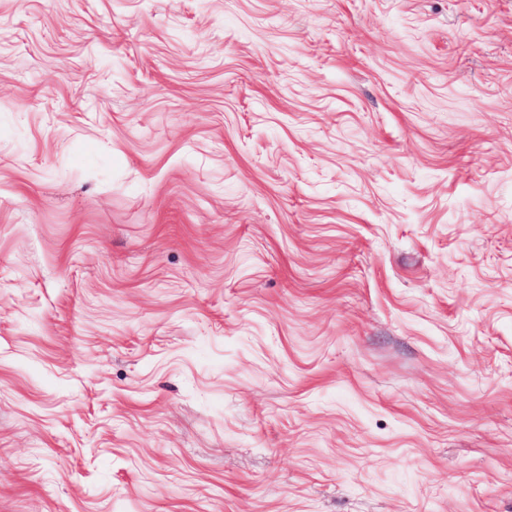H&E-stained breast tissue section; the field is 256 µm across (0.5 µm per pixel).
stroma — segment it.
Wrapping results in <instances>:
<instances>
[{
	"label": "stroma",
	"mask_w": 512,
	"mask_h": 512,
	"mask_svg": "<svg viewBox=\"0 0 512 512\" xmlns=\"http://www.w3.org/2000/svg\"><path fill=\"white\" fill-rule=\"evenodd\" d=\"M0 512H512V0H0Z\"/></svg>",
	"instance_id": "1"
}]
</instances>
